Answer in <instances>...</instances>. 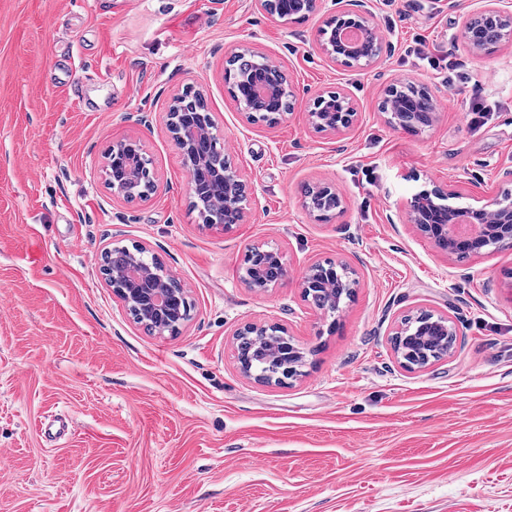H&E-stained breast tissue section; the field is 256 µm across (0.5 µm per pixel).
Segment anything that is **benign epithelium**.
<instances>
[{"label": "benign epithelium", "instance_id": "benign-epithelium-1", "mask_svg": "<svg viewBox=\"0 0 512 512\" xmlns=\"http://www.w3.org/2000/svg\"><path fill=\"white\" fill-rule=\"evenodd\" d=\"M332 27L320 30L322 51L334 61L352 67L365 68L376 63L382 53V41L372 12L366 0H359L358 9H342L330 20ZM512 37V10L504 6V0H482V5L467 12L460 28L461 40L474 52H480L478 42L496 41L503 35ZM415 104L401 111L391 112L390 122L406 129L420 130L430 127L437 118L436 99L425 86L414 88ZM292 91L286 86L283 71L279 65L262 59L255 63V69L241 74L234 98L239 108L249 112L258 120L268 116L259 105L279 106L278 114L291 111L287 107ZM194 106L183 98L176 97L168 112V126L172 139L179 150L188 174V189L195 194L197 172L205 170L206 158L200 152V138H214V122L208 110L198 113L201 125L190 122ZM358 113L351 99L338 94L334 99L320 95L309 112V120L323 129L346 132L354 127ZM143 154L142 145L136 140H123L112 145V158L106 165V172L112 180V191L123 197L134 189L131 169L135 159ZM223 192L224 213L239 224L247 217L245 207V185L239 172L226 165L224 171L216 174ZM332 199L335 193L326 186L312 187L305 192L304 206L315 218L326 220L329 213H320L314 208L313 199L318 195ZM460 193L448 190H422L415 194L409 204L410 223L432 238L445 252L455 250L479 254L482 248L493 251L512 249V199H498L480 206L463 207L458 204ZM149 251L142 247L133 253L134 259L127 263L107 265L101 262L100 270L119 298L125 304L130 316L148 330L163 335L176 327L171 320L174 308L182 305L185 291L177 279L163 267L155 265V259L148 257ZM246 257L251 264L243 267L242 280L249 287L265 290L279 284L286 275L281 252L275 248L259 246L247 250ZM356 283V273L345 265L322 268L311 265L300 281L304 300L323 315L339 311L340 288ZM417 316L428 318V328L412 332L415 341H424L426 336H442L448 341V350H453L457 328L446 316L430 310H422ZM287 334V330L276 324L248 323L236 331V335Z\"/></svg>", "mask_w": 512, "mask_h": 512}]
</instances>
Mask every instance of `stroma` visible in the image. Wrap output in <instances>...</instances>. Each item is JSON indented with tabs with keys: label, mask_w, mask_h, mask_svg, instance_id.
I'll return each mask as SVG.
<instances>
[{
	"label": "stroma",
	"mask_w": 512,
	"mask_h": 512,
	"mask_svg": "<svg viewBox=\"0 0 512 512\" xmlns=\"http://www.w3.org/2000/svg\"><path fill=\"white\" fill-rule=\"evenodd\" d=\"M371 0L383 39L366 69L330 59L319 31L257 0H0V512H512V250L459 259L408 221L412 196L461 205L512 196V43L472 54V0ZM422 36L437 72L407 54ZM247 49L279 62L292 109L251 121L225 67ZM422 84L435 124L382 110ZM201 91L248 187L244 223L206 228L167 127L173 96ZM347 94L345 133L313 128L315 97ZM486 118L468 126L473 101ZM141 142L157 184L113 194L105 157ZM340 212L316 220L306 187ZM146 247L185 288L175 335L136 323L102 276L108 246ZM281 250L287 276L243 284L248 247ZM357 274L323 316L299 282L314 263ZM428 309L458 330L448 357L409 370L391 337ZM279 324L307 353L280 385L239 370L236 330ZM68 432L53 433L59 421Z\"/></svg>",
	"instance_id": "35a3bbf8"
}]
</instances>
